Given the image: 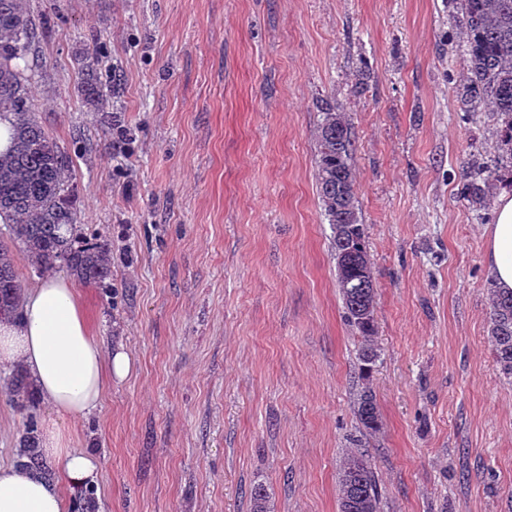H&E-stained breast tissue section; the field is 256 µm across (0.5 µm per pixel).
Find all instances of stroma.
Listing matches in <instances>:
<instances>
[{"label":"stroma","instance_id":"35a3bbf8","mask_svg":"<svg viewBox=\"0 0 512 512\" xmlns=\"http://www.w3.org/2000/svg\"><path fill=\"white\" fill-rule=\"evenodd\" d=\"M36 118L67 155L79 223L112 241V288L79 284L130 371L73 446L95 512H338L367 438L381 512H512V377L489 332L493 208L458 196L498 153L496 113L461 97L452 0H31ZM98 60L105 99L78 87ZM346 112L377 289L380 358L336 286L315 179L325 104ZM0 366V464L29 418ZM354 412L361 426L360 439L343 459L338 472L340 487L339 512H381L378 478L372 456L365 449L363 437L381 429L375 395L365 388L357 396Z\"/></svg>","mask_w":512,"mask_h":512}]
</instances>
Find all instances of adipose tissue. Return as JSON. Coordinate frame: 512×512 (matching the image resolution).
Returning <instances> with one entry per match:
<instances>
[{
	"mask_svg": "<svg viewBox=\"0 0 512 512\" xmlns=\"http://www.w3.org/2000/svg\"><path fill=\"white\" fill-rule=\"evenodd\" d=\"M487 262L493 288L512 292V193L494 201ZM0 364L22 368L53 416L41 433L45 461L61 473L60 482L16 465H0V512H70L61 486L91 487L98 467L73 447L68 421L95 411L106 383L124 378L126 353L105 355L94 336L77 286L60 275L46 277L29 289L16 319L0 321Z\"/></svg>",
	"mask_w": 512,
	"mask_h": 512,
	"instance_id": "1",
	"label": "adipose tissue"
}]
</instances>
